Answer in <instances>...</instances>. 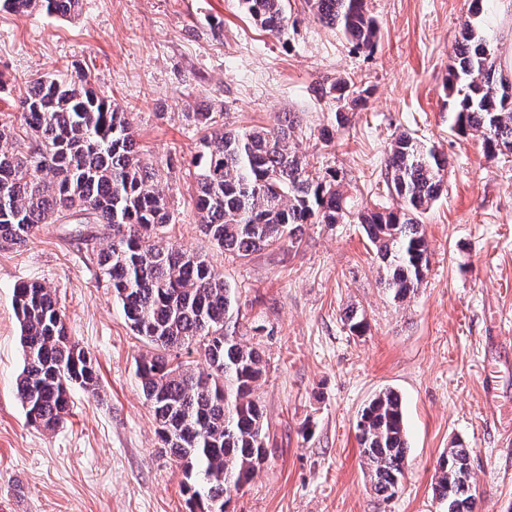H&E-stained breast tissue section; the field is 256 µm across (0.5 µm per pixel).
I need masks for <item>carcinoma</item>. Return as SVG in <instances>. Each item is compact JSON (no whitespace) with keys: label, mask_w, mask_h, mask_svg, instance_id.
Returning <instances> with one entry per match:
<instances>
[{"label":"carcinoma","mask_w":512,"mask_h":512,"mask_svg":"<svg viewBox=\"0 0 512 512\" xmlns=\"http://www.w3.org/2000/svg\"><path fill=\"white\" fill-rule=\"evenodd\" d=\"M270 36L288 35L284 0H241ZM321 23L357 50L373 48L378 27L368 0H305ZM17 14L39 9L75 16L81 0H0ZM450 127L481 141L489 155L512 154V83L476 28L460 32L446 78ZM336 124L362 106L367 90L352 79L331 84ZM29 145L8 149L11 128L0 125V247L26 244L41 224L81 214L106 224L104 243L87 251L112 288L125 321L150 348L135 375L153 410L161 450L182 466L190 512H229L266 460L264 410L254 391L264 375L259 350L240 341L235 289L205 257L163 242L170 223V187L144 158L125 112L87 88L86 77H38L20 101ZM208 131L196 174V208L217 247L248 259L285 242L305 224H360L380 260L379 287L395 302L416 294L430 264L421 216L441 196L449 161L434 147L401 134L387 153L385 185L397 206L355 207L335 170L314 176L292 143L296 121L226 129L215 112H193ZM23 368L16 397L29 422L53 429L65 420L78 386L96 393L92 359L69 341L56 293L40 282L14 290ZM204 352L210 371L179 361L184 350ZM356 437L372 490L388 499L402 486L408 441L400 395L385 390L357 416ZM473 449L457 443L439 462L433 492L447 512H475Z\"/></svg>","instance_id":"obj_1"}]
</instances>
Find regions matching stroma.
I'll use <instances>...</instances> for the list:
<instances>
[{
    "label": "stroma",
    "instance_id": "stroma-1",
    "mask_svg": "<svg viewBox=\"0 0 512 512\" xmlns=\"http://www.w3.org/2000/svg\"><path fill=\"white\" fill-rule=\"evenodd\" d=\"M470 0H368L372 54L352 50L305 0H289L288 34L269 37L240 0H82L72 18L0 10V123L25 148L20 100L29 82L83 73L133 119L145 157L171 187L167 242L207 256L235 289L244 345L266 376L267 456L233 498V512H444L432 484L454 443L473 448L475 512H512V154L487 155L451 130L445 80ZM369 88L331 143L337 77ZM217 112L232 127L293 113L297 147L315 172L339 170L368 205H391L385 160L409 131L444 153L447 189L422 217L429 272L393 303L357 224H307L292 245L240 260L198 228L195 171L203 132L189 119ZM104 224H43L0 247V512H189L183 473L162 453L134 374L145 345L127 327L82 241ZM54 288L72 341L93 357L97 394L70 393L57 428L27 423L15 394L23 367L13 290ZM365 316L350 332L348 309ZM385 388L402 397L409 464L398 494L371 488L355 436L358 411Z\"/></svg>",
    "mask_w": 512,
    "mask_h": 512
}]
</instances>
